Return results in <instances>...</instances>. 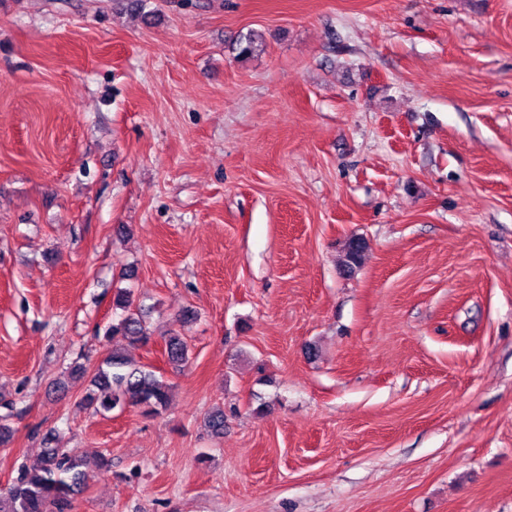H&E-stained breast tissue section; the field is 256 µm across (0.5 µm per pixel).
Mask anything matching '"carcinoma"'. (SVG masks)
<instances>
[{"mask_svg": "<svg viewBox=\"0 0 512 512\" xmlns=\"http://www.w3.org/2000/svg\"><path fill=\"white\" fill-rule=\"evenodd\" d=\"M365 243L351 240L344 250L341 265L348 270L359 267ZM115 306L123 311L120 319L107 326L103 340L111 352L96 367L90 379L84 404L105 414L115 408H138L146 416L165 410L171 400V386L153 371L137 366L127 357L125 346L146 344L151 333L133 293L117 292ZM167 362L180 369L188 362V345L179 336L164 337ZM81 460L58 445L53 431L43 437V448L35 458L24 462L6 488L0 489V512H68L71 501L83 488L87 474Z\"/></svg>", "mask_w": 512, "mask_h": 512, "instance_id": "obj_1", "label": "carcinoma"}]
</instances>
